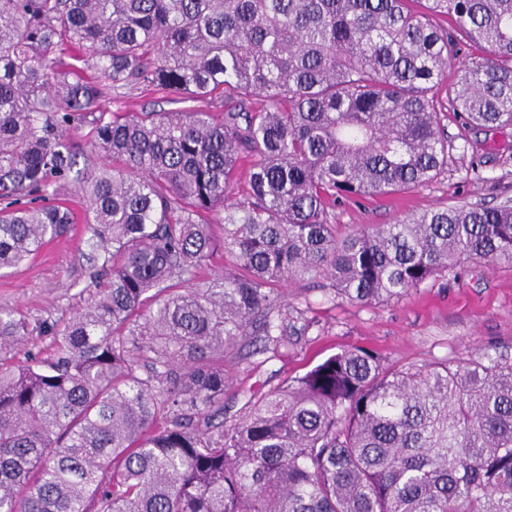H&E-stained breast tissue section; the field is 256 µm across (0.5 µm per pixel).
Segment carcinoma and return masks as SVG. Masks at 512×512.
<instances>
[{
    "mask_svg": "<svg viewBox=\"0 0 512 512\" xmlns=\"http://www.w3.org/2000/svg\"><path fill=\"white\" fill-rule=\"evenodd\" d=\"M459 36L486 55L459 67L453 115L511 128L512 0H0V269L77 221L74 116L112 157L84 180L94 302L16 366L29 324L0 311V512H512V362L487 352L351 347L224 424L227 351L257 336L277 356L312 326L279 284L370 304L512 262L511 198L331 222L448 162L435 89ZM103 81L224 111L106 112ZM214 224L224 277L199 288Z\"/></svg>",
    "mask_w": 512,
    "mask_h": 512,
    "instance_id": "cac0c4a2",
    "label": "carcinoma"
}]
</instances>
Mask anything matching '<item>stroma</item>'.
Wrapping results in <instances>:
<instances>
[{"instance_id": "1", "label": "stroma", "mask_w": 512, "mask_h": 512, "mask_svg": "<svg viewBox=\"0 0 512 512\" xmlns=\"http://www.w3.org/2000/svg\"><path fill=\"white\" fill-rule=\"evenodd\" d=\"M100 105L109 112L133 113L182 107L164 91L142 88L120 99L104 93ZM89 131L80 116L67 129L78 167L87 173L107 162L91 145ZM464 134L460 120L448 119V163L428 185L360 204H338L331 217L339 232L391 224L427 209L512 198V128L478 135L471 148ZM89 235L88 225L77 222L63 238L0 272V309L23 315L32 328L15 363L45 357L52 342L50 325L93 298L98 266L88 258ZM323 284V279L308 278L282 288L289 304L313 322L298 344L269 360L251 355L245 341L232 351L226 364L232 381L224 392L225 420L238 418L250 396L266 395L350 347L376 351L391 364L458 361L486 352L512 360V262L473 263L461 274L436 277L401 298L369 305L332 300Z\"/></svg>"}]
</instances>
